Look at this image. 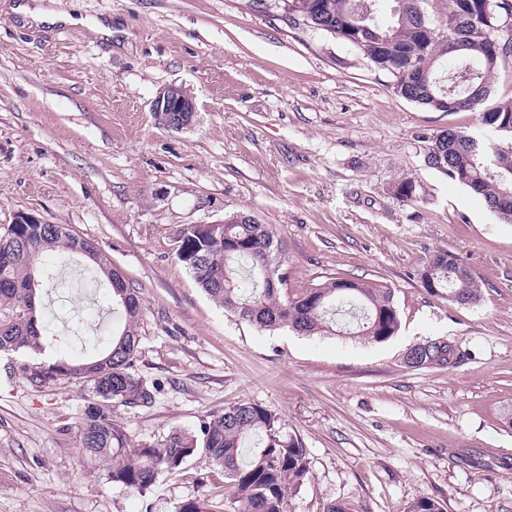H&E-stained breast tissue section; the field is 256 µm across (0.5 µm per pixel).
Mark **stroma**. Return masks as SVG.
<instances>
[{
	"mask_svg": "<svg viewBox=\"0 0 512 512\" xmlns=\"http://www.w3.org/2000/svg\"><path fill=\"white\" fill-rule=\"evenodd\" d=\"M0 0V234L33 212L91 240L138 291L134 372L159 391L117 407L128 444L192 431L240 401L261 404L309 452L292 512H512V223L424 163L422 136L483 132L474 112H437L394 94L352 45L248 0H43L69 24L25 22ZM112 23L111 37L90 19ZM175 85L190 126L153 110ZM406 177L417 200L390 186ZM236 212L270 225L295 298L343 275L391 289L398 333L382 343L262 331L216 306L178 260L180 229ZM455 253L477 304L429 295L417 271ZM41 264L37 317L58 357L104 349L125 321L97 267L66 252ZM443 340V368L409 367L414 344ZM0 355V512H175L190 497L234 512L220 470L195 458L147 495L112 485L79 451L88 395L73 379L23 372Z\"/></svg>",
	"mask_w": 512,
	"mask_h": 512,
	"instance_id": "stroma-1",
	"label": "stroma"
}]
</instances>
